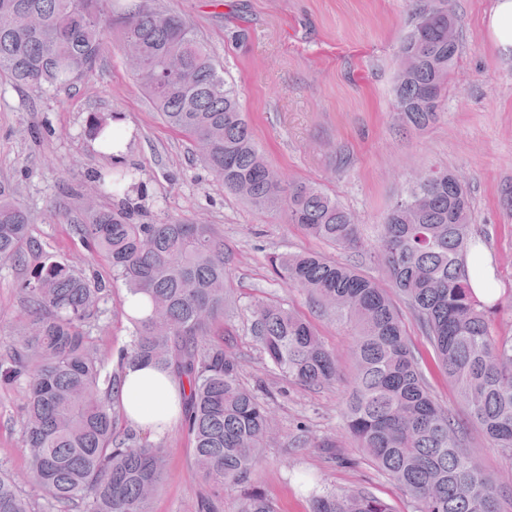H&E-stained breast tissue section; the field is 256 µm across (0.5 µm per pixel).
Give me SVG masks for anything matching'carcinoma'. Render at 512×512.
Wrapping results in <instances>:
<instances>
[{"label":"carcinoma","instance_id":"obj_1","mask_svg":"<svg viewBox=\"0 0 512 512\" xmlns=\"http://www.w3.org/2000/svg\"><path fill=\"white\" fill-rule=\"evenodd\" d=\"M452 0H415L398 47L394 108L423 131L434 123L460 44L448 43ZM127 52L161 120L190 143L224 191L346 251L370 246L361 225L320 185L283 182L264 160L235 87L191 22L159 0H0V74L31 90L69 86L100 61L106 38ZM192 76L191 82L183 74ZM135 173L98 177L112 195ZM467 186L448 169H430L376 225L375 257L387 287L318 254L281 253L272 264L290 288L316 297L354 325L355 373L344 418L378 468L417 504L416 512H501L505 488L464 448L465 423L433 398L390 293L417 317L435 359L489 447L512 460V336L494 332L497 304L473 293L464 258L481 247L473 234ZM29 211L0 181V261L20 264L31 244ZM75 231L107 254L127 294L148 298L150 313L129 316L132 336L116 368L89 330L106 285L75 265L47 260L19 283L25 320L0 336V380L26 383L20 419L30 470L48 512H151L166 449L115 436L112 393L140 362L187 383L183 430L195 468L217 487L236 486L271 434L264 401L241 382L238 357L216 327L236 299L224 235L212 224H138L124 207L84 209ZM250 334L286 380L318 387L339 370L312 324L283 303L259 302ZM0 512H35L19 480L0 472ZM239 512H274L259 490ZM312 512H392L379 497L330 489Z\"/></svg>","mask_w":512,"mask_h":512}]
</instances>
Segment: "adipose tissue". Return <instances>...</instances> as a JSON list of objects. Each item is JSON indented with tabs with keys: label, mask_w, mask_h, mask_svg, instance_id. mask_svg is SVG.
<instances>
[{
	"label": "adipose tissue",
	"mask_w": 512,
	"mask_h": 512,
	"mask_svg": "<svg viewBox=\"0 0 512 512\" xmlns=\"http://www.w3.org/2000/svg\"><path fill=\"white\" fill-rule=\"evenodd\" d=\"M115 397L129 423L161 437L180 421L185 391L168 372L140 363L127 369Z\"/></svg>",
	"instance_id": "adipose-tissue-1"
}]
</instances>
